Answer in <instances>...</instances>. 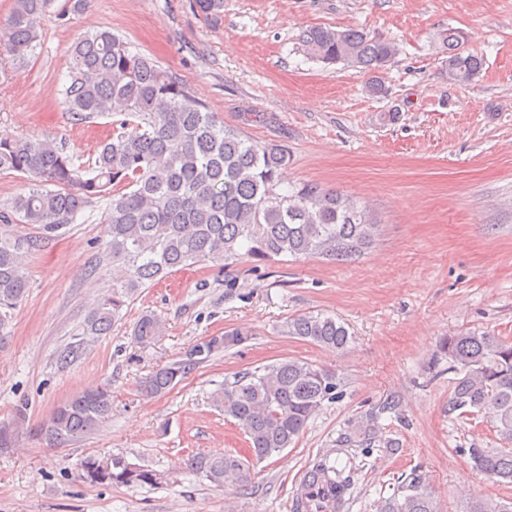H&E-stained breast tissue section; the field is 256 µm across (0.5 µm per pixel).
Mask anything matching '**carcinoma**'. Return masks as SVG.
Segmentation results:
<instances>
[{"label": "carcinoma", "mask_w": 512, "mask_h": 512, "mask_svg": "<svg viewBox=\"0 0 512 512\" xmlns=\"http://www.w3.org/2000/svg\"><path fill=\"white\" fill-rule=\"evenodd\" d=\"M51 0H14L3 41L17 65L35 53L40 35L34 18ZM448 54L445 74L459 83L473 81L483 57L464 50L456 28L437 33ZM310 57L344 63L379 74L398 52L395 42L362 30L312 26L302 35ZM64 108L78 123L112 119V133L87 165L47 139L0 137V174L27 179L22 193L0 210V221L36 225L55 233L90 206L105 202V240L100 260L112 263V284L89 311L80 340L59 355L61 366L90 341L107 335L124 307L174 270L205 261L224 262L246 255L261 262L281 256L322 257L348 262L370 244L378 225L364 209L332 189L302 183L286 195L275 191L290 156L283 145H258L243 132L224 126L195 100L187 85L158 62L131 50L112 30L101 27L76 38L71 50ZM40 239L23 231L0 234V335L9 315L29 288L26 260ZM288 335L326 350L342 352L351 341L345 325L324 314L288 319ZM163 335L160 320L140 317L134 337L141 344ZM246 329L228 330L183 360L160 369L141 385L145 397L177 384L212 355L243 344ZM439 351L448 357V417H485L499 448H462L473 469L498 484H512V339L479 329L445 337ZM343 382L336 372L288 358L244 372L212 393L213 405L247 436L245 457L231 451L191 455L186 469L216 487L248 481L255 465L293 445L324 402L338 400ZM392 400L349 422L340 445L364 454L381 443L379 420L398 410ZM112 412V392L86 388L60 404L38 434L61 444L90 434ZM78 479L97 485H158L162 474L121 456L89 455ZM352 467L328 454L309 463L300 480L296 512H345L353 494ZM376 512H439L435 495L420 474L382 497ZM461 512H512V501L489 498Z\"/></svg>", "instance_id": "obj_1"}]
</instances>
